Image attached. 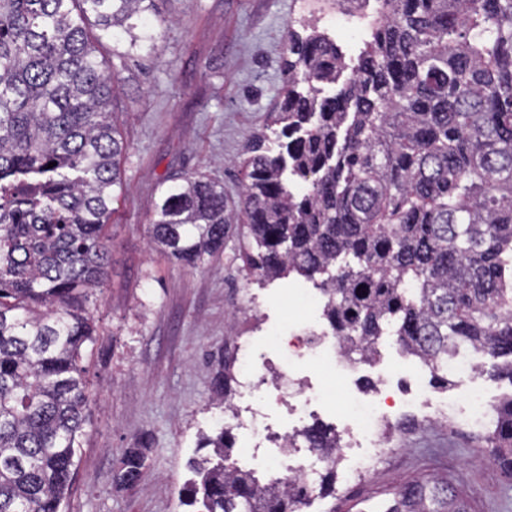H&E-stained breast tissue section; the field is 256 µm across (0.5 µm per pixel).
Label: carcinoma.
<instances>
[{"label": "carcinoma", "instance_id": "obj_1", "mask_svg": "<svg viewBox=\"0 0 512 512\" xmlns=\"http://www.w3.org/2000/svg\"><path fill=\"white\" fill-rule=\"evenodd\" d=\"M155 0H0V512H60L92 388L81 365L97 328L87 303L108 276V224L127 146L86 25L152 50ZM346 58L317 30L288 39L275 140L246 145L241 182L249 268L292 272L326 296L324 316L359 356L395 328L403 349L450 383L448 361L489 356L512 383V0H383ZM335 86L334 92L325 88ZM56 166L50 168L48 164ZM150 243L195 268L224 252V185L168 177ZM234 377L223 364L221 399ZM480 442L512 477V397ZM302 435L330 455L319 495L336 497V432ZM214 423L185 488L194 512H298L307 493L266 487L229 463ZM128 448L112 474L136 486ZM452 486L414 487L389 512H464Z\"/></svg>", "mask_w": 512, "mask_h": 512}]
</instances>
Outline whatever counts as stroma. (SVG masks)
<instances>
[{
	"label": "stroma",
	"mask_w": 512,
	"mask_h": 512,
	"mask_svg": "<svg viewBox=\"0 0 512 512\" xmlns=\"http://www.w3.org/2000/svg\"><path fill=\"white\" fill-rule=\"evenodd\" d=\"M302 0H157L165 17L153 50L98 44L116 87L115 120L127 151L122 186L112 199L110 266L91 313L96 344L82 363L95 392L62 512H184L179 492L191 477L200 431L219 416L213 406L220 361L235 358L244 337L265 338L271 324L304 311L293 291L304 278L267 280L242 259L247 243L230 230L224 253L191 269L150 247L148 224L164 179L197 171L223 183L242 215L241 175L250 134L263 130L285 89L282 59L288 28ZM259 306L245 309L248 295ZM143 445L147 467L138 486L119 490L111 474L125 449ZM446 480L465 491L476 512H501L507 478L476 434L397 414L383 465L370 477L336 475L335 498H316L305 512H329L336 501L375 492L397 497L410 483Z\"/></svg>",
	"instance_id": "stroma-1"
}]
</instances>
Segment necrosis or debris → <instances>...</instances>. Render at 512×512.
Returning <instances> with one entry per match:
<instances>
[{"instance_id": "necrosis-or-debris-1", "label": "necrosis or debris", "mask_w": 512, "mask_h": 512, "mask_svg": "<svg viewBox=\"0 0 512 512\" xmlns=\"http://www.w3.org/2000/svg\"><path fill=\"white\" fill-rule=\"evenodd\" d=\"M298 302L310 314L280 336L278 358L257 354L251 340L241 346L239 392L224 417L246 435L240 457L258 462L269 483L281 486L292 481L309 487L318 469L327 463L320 449L300 445L295 438L309 418L326 409L312 379L318 370L326 369L348 383L364 365L350 358L339 338L314 316L313 310L320 304L316 293L302 292ZM389 382V375H377L370 396L351 398L342 413L346 439L335 455L345 463L350 478L366 477L386 452V431L393 424L397 404ZM408 388L425 403L421 418L426 422L481 432L492 415L487 394L473 383L462 402L435 399L421 363L413 369Z\"/></svg>"}]
</instances>
